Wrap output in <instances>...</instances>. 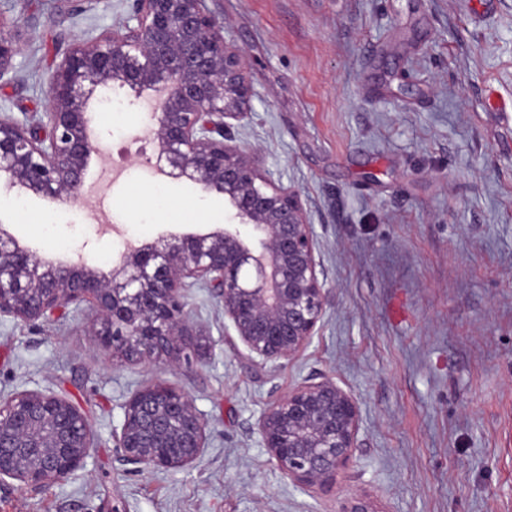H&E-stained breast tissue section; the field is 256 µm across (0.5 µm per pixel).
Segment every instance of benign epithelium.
Returning a JSON list of instances; mask_svg holds the SVG:
<instances>
[{
	"instance_id": "1",
	"label": "benign epithelium",
	"mask_w": 512,
	"mask_h": 512,
	"mask_svg": "<svg viewBox=\"0 0 512 512\" xmlns=\"http://www.w3.org/2000/svg\"><path fill=\"white\" fill-rule=\"evenodd\" d=\"M94 2L101 0H58V11L79 15ZM16 54L17 32L0 17V80ZM111 83L162 97L149 130L157 171L224 196L228 223L129 241L109 277L81 257L47 260L0 234V315L28 322L87 309L113 363L191 365L213 350L186 310L187 292L206 288L224 310V335L260 364L290 363L322 330L331 304L321 241L295 186L234 144L228 120L251 115L255 92L237 47L200 0H134L112 30L68 47L50 77L44 117L28 124L0 115L3 188L50 202L81 199L95 150L90 100ZM122 410L113 437L141 471L188 467L207 447L208 420L172 383L136 390ZM361 421L359 401L324 378L268 404L257 430L291 481L328 492L353 457ZM92 437L81 410L54 393L26 389L1 399L0 481L36 490L66 479L85 467ZM340 512L382 510L355 495Z\"/></svg>"
}]
</instances>
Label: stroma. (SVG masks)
Instances as JSON below:
<instances>
[{
  "label": "stroma",
  "mask_w": 512,
  "mask_h": 512,
  "mask_svg": "<svg viewBox=\"0 0 512 512\" xmlns=\"http://www.w3.org/2000/svg\"><path fill=\"white\" fill-rule=\"evenodd\" d=\"M133 0L78 16L56 0H0L18 34L0 114L48 109L66 47L122 21ZM241 50L256 95L235 127L296 185L323 244L333 300L290 364L253 363L207 289L188 294L215 356L187 368L119 366L93 317L0 315V399L38 388L75 402L93 431L84 470L32 492L0 483V512H512V0H202ZM101 144L123 174L78 204L0 191V227L38 256H111L123 239L224 225V199L155 181L133 90L101 87ZM331 377L363 424L335 490L294 485L256 421L298 383ZM163 379L209 421L197 464L139 472L112 437L121 406Z\"/></svg>",
  "instance_id": "35a3bbf8"
}]
</instances>
